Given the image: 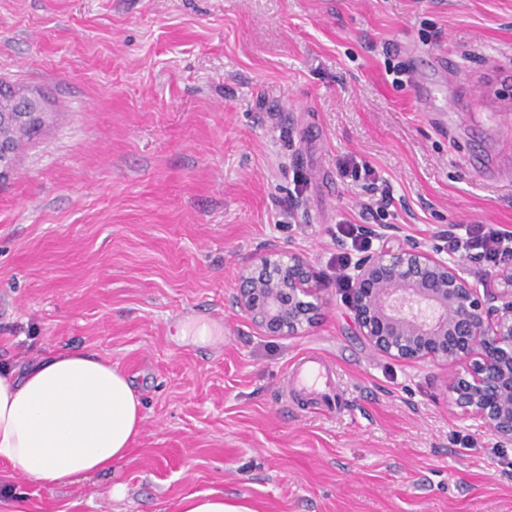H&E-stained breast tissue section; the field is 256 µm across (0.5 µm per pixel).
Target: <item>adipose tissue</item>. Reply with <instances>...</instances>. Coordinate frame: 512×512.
I'll return each mask as SVG.
<instances>
[{
  "label": "adipose tissue",
  "mask_w": 512,
  "mask_h": 512,
  "mask_svg": "<svg viewBox=\"0 0 512 512\" xmlns=\"http://www.w3.org/2000/svg\"><path fill=\"white\" fill-rule=\"evenodd\" d=\"M133 378L77 351L0 366V463L53 487L124 462L143 422Z\"/></svg>",
  "instance_id": "ef3b65f1"
}]
</instances>
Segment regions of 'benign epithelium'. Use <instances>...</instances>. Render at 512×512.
<instances>
[{"mask_svg": "<svg viewBox=\"0 0 512 512\" xmlns=\"http://www.w3.org/2000/svg\"><path fill=\"white\" fill-rule=\"evenodd\" d=\"M16 102L0 111V180L14 172V140L42 128L47 114L33 93H18ZM465 265L396 240L359 258L346 302L377 352L454 369L449 403L511 446L512 264L497 271L494 289L471 283ZM240 280V304L269 335H300L327 304L324 276L296 253L262 255Z\"/></svg>", "mask_w": 512, "mask_h": 512, "instance_id": "7a95c632", "label": "benign epithelium"}]
</instances>
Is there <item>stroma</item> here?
I'll list each match as a JSON object with an SVG mask.
<instances>
[{"label":"stroma","mask_w":512,"mask_h":512,"mask_svg":"<svg viewBox=\"0 0 512 512\" xmlns=\"http://www.w3.org/2000/svg\"><path fill=\"white\" fill-rule=\"evenodd\" d=\"M0 81L50 105L0 181V362L80 350L144 406L113 471L49 488L0 464L28 512L208 491L254 512H512V447L451 409L446 370L375 353L335 284L298 336L238 301L271 250L335 277L344 222L430 250L455 224L512 228V0H0ZM207 310L224 324L200 336ZM307 352L338 408L285 400Z\"/></svg>","instance_id":"stroma-1"}]
</instances>
